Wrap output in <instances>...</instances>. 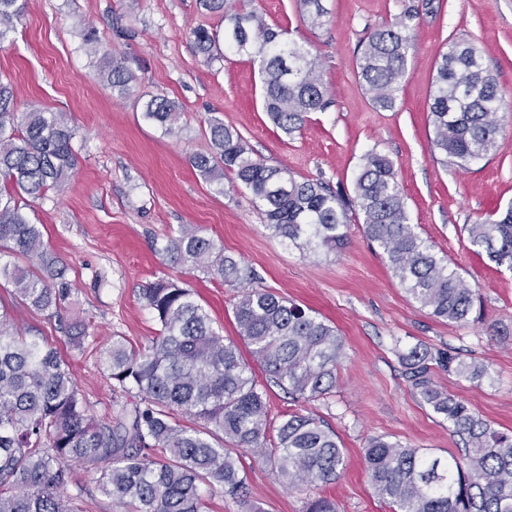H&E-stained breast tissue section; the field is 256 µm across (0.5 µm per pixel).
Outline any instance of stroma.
<instances>
[{"instance_id": "35a3bbf8", "label": "stroma", "mask_w": 512, "mask_h": 512, "mask_svg": "<svg viewBox=\"0 0 512 512\" xmlns=\"http://www.w3.org/2000/svg\"><path fill=\"white\" fill-rule=\"evenodd\" d=\"M252 6L317 56L332 99L291 135L265 112L248 57L229 53L210 61L195 51L194 29L224 32L221 16L199 0H24L15 31L0 45V81L14 87L19 110L67 112L75 126L77 166L62 187L25 212L68 269L73 293L61 319H82L88 337L82 349L71 348L59 319L26 307L15 310V324L60 352L95 415L110 412L113 400L135 401V393L114 390L103 358L113 337L141 349L157 336L159 324L140 293L159 277L187 283L216 332L239 339L236 288L173 264L163 252L180 225H194L255 272V287L336 326L345 355L330 396L304 407L272 386L267 404L273 420L306 408L338 435L345 467L319 488L338 512H389L368 476L363 449L370 438L444 460L461 457L463 449L403 379L398 350L422 344L483 363L489 380L469 382L442 370L434 380L493 428L512 433V271L476 252L465 231L512 206V122L489 160L462 168L433 153L429 114L439 55L456 41L473 42L500 86L512 91V0H433L414 30L415 48L390 111L374 106L356 58L368 29L393 19L400 0H324L328 15L320 28L301 18L297 0H253ZM91 28L132 73L128 93L113 91L100 74V58L87 52ZM155 95L176 106L174 134L144 115V101ZM215 118L235 127L256 158L299 179L347 185L366 150L387 154L411 224L478 293L468 322H443L420 308L358 221L348 224L346 245L332 253L273 236L249 190L206 180L191 164L194 154L209 151ZM243 464L260 512H302L304 492L288 489L253 453H245Z\"/></svg>"}]
</instances>
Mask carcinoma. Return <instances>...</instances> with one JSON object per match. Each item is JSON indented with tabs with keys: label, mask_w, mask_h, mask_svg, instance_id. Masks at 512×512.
I'll return each instance as SVG.
<instances>
[{
	"label": "carcinoma",
	"mask_w": 512,
	"mask_h": 512,
	"mask_svg": "<svg viewBox=\"0 0 512 512\" xmlns=\"http://www.w3.org/2000/svg\"><path fill=\"white\" fill-rule=\"evenodd\" d=\"M224 17V49L258 65L266 112L284 133L325 112L332 100L318 59L266 23L248 0H199ZM304 21L323 24L322 0H299ZM432 9V0H402L394 19L367 33L357 57V74L382 110L395 107L408 57L414 49L413 22ZM23 10L19 0H0V45ZM195 51L211 59L216 36L193 31ZM86 45L101 56L102 72L119 94L132 73L106 52L93 32ZM512 110L483 55L467 42L441 54L429 112L433 147L465 168L497 148L501 112ZM145 117L174 130V104L162 96L144 102ZM211 149L192 157L211 181L228 180L250 190L266 227L299 249L334 252L346 238L351 215L362 216L366 239L385 255L405 292L445 322L467 320L476 291L437 256L411 224L403 189L390 158L365 151L352 188L298 180L281 166L252 157L231 126L210 121ZM74 128L65 112L17 109L14 91L0 83V179L13 191L0 193V282L13 287L14 302L59 316L72 288L65 271L46 252L41 227L31 223L18 199H39L61 187L74 169ZM471 246L512 270V206L497 219L465 226ZM163 251L171 261L214 270L239 288L234 305L238 334L263 372L296 402L324 399L336 383L344 344L336 327L313 311L265 289L250 286L235 259L188 225L169 237ZM140 300L160 325L143 351L112 337L104 364L122 391L137 390L139 402L117 404L99 418L80 394L69 365L56 350L15 329L11 311L0 306V512H86L76 468L97 475L98 487L125 512H205V486L230 497L240 512H257L243 449L255 451L291 490L336 480L344 465L335 431L312 413H289L274 424L265 392L232 341L224 342L208 312L189 288L161 278L142 289ZM69 343L82 347L85 325H64ZM402 376L434 413L464 441L453 462L431 459L415 448L375 437L365 460L375 494L392 512H512V434L498 431L433 379L444 369L470 381L488 375L485 366L462 354L415 345L398 353ZM193 420L180 423L178 415ZM276 428V442L266 447ZM75 493L66 494L68 489ZM303 512H336V501L308 494Z\"/></svg>",
	"instance_id": "cac0c4a2"
}]
</instances>
